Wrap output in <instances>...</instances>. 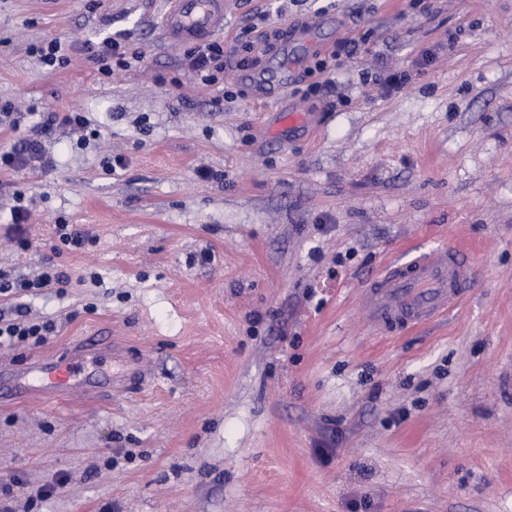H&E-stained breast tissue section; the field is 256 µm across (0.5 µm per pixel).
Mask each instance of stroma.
<instances>
[{"instance_id": "obj_1", "label": "stroma", "mask_w": 512, "mask_h": 512, "mask_svg": "<svg viewBox=\"0 0 512 512\" xmlns=\"http://www.w3.org/2000/svg\"><path fill=\"white\" fill-rule=\"evenodd\" d=\"M163 8L0 0V101L90 119L88 147L63 128L50 166L0 173V272L48 258L69 277L0 298V317L55 322L0 360L112 338L111 360L81 366L111 390L0 403V489L16 512H512V0H238L220 88L160 37ZM263 14L281 50L315 19L318 40L364 45L318 95L301 68L266 95ZM118 35L145 59L107 78L80 47ZM50 38L78 45L53 69L30 52ZM294 108L311 123L281 128ZM437 246L473 261L461 304L374 333L364 286ZM13 198L15 204L10 210L9 223L14 226L13 228L17 234V237L14 239L18 243V246L21 249H28L30 246V241L28 238L24 237L25 231L21 227V224L25 223L29 214L27 199L25 198V194L21 192L13 194Z\"/></svg>"}]
</instances>
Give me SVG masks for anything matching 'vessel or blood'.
Returning <instances> with one entry per match:
<instances>
[{
  "label": "vessel or blood",
  "mask_w": 512,
  "mask_h": 512,
  "mask_svg": "<svg viewBox=\"0 0 512 512\" xmlns=\"http://www.w3.org/2000/svg\"><path fill=\"white\" fill-rule=\"evenodd\" d=\"M235 0H165L159 29L170 44L201 43L223 31L224 16ZM472 276L471 265L452 247L416 252L409 260L388 262L368 283L366 302L373 328L406 330L445 316L460 301ZM84 339L72 355L50 354L23 372L0 379V401L39 396L55 402L86 392L77 380V364L97 346Z\"/></svg>",
  "instance_id": "vessel-or-blood-1"
}]
</instances>
